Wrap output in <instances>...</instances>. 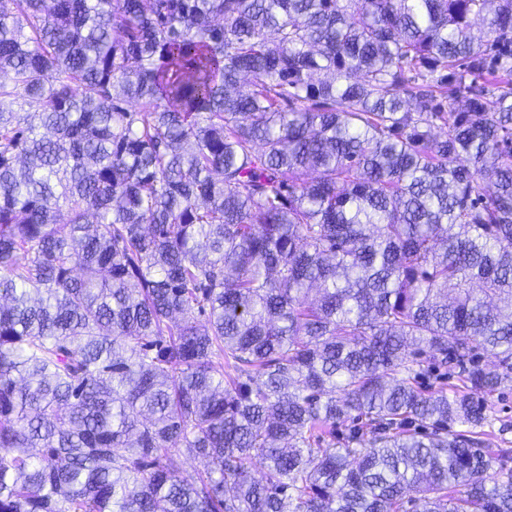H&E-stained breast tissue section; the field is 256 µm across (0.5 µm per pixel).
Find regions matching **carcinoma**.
<instances>
[{
  "instance_id": "carcinoma-1",
  "label": "carcinoma",
  "mask_w": 512,
  "mask_h": 512,
  "mask_svg": "<svg viewBox=\"0 0 512 512\" xmlns=\"http://www.w3.org/2000/svg\"><path fill=\"white\" fill-rule=\"evenodd\" d=\"M0 74V512H512V0H0ZM487 435L483 439L491 448H512V383L488 400Z\"/></svg>"
}]
</instances>
